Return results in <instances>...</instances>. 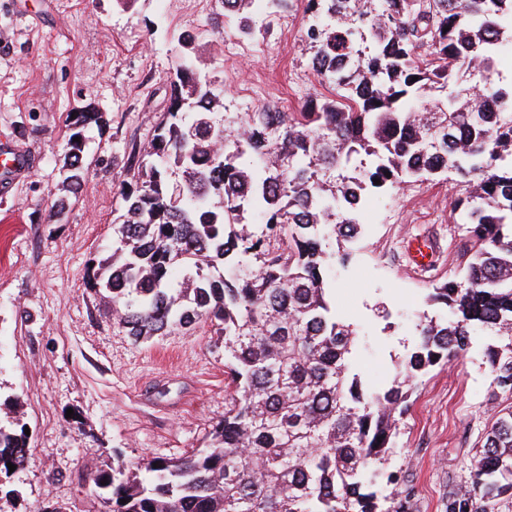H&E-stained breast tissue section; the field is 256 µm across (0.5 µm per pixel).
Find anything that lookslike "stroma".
<instances>
[{
	"label": "stroma",
	"mask_w": 512,
	"mask_h": 512,
	"mask_svg": "<svg viewBox=\"0 0 512 512\" xmlns=\"http://www.w3.org/2000/svg\"><path fill=\"white\" fill-rule=\"evenodd\" d=\"M304 6L272 17L245 40L222 0H0V149L24 151L27 170L0 178V426L28 430L27 465L0 486V512H96L91 477L113 461L175 459L208 448L230 390L214 326L134 340L107 299L88 288L90 265L112 257V230L132 147L149 140L169 106L185 39L222 111L296 112L328 94L301 41ZM102 113L90 127L86 174L66 193L69 115ZM456 177L367 193L362 235L347 266L330 269L338 313L361 332L363 381L402 372L425 298L457 270L467 234L452 202ZM67 198L61 215L52 204ZM433 246L427 268L408 246ZM486 337L414 386L389 456L411 512H445L490 418L495 388Z\"/></svg>",
	"instance_id": "stroma-1"
}]
</instances>
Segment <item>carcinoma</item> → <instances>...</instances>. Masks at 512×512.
<instances>
[{"label": "carcinoma", "instance_id": "1", "mask_svg": "<svg viewBox=\"0 0 512 512\" xmlns=\"http://www.w3.org/2000/svg\"><path fill=\"white\" fill-rule=\"evenodd\" d=\"M307 10L311 68L334 97L219 124L210 81L184 55L167 112L129 155L135 186L122 187L112 266L87 284L136 339L216 326L233 390L209 448L94 474L98 512H410L411 492L385 464L411 385L484 335L509 404L445 512H512V83L489 80L512 47V0H307ZM224 17L244 38L263 27L251 0H224ZM92 122L102 115L89 106L71 122L73 186L84 173L74 138ZM450 171L467 179L454 209L469 247L427 298L446 317L425 318L403 377L368 391L330 267L351 258L366 190ZM27 459L25 436L0 430V475Z\"/></svg>", "mask_w": 512, "mask_h": 512}]
</instances>
